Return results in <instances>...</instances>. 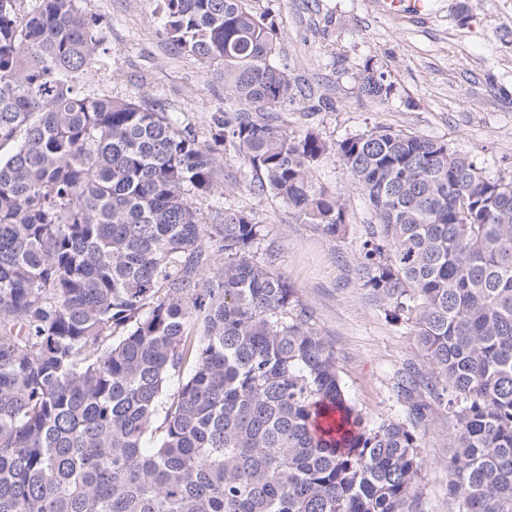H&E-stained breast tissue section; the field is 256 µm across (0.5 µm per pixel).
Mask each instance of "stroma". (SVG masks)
I'll return each mask as SVG.
<instances>
[{"label": "stroma", "mask_w": 512, "mask_h": 512, "mask_svg": "<svg viewBox=\"0 0 512 512\" xmlns=\"http://www.w3.org/2000/svg\"><path fill=\"white\" fill-rule=\"evenodd\" d=\"M278 23L279 61L305 96L278 113L296 134L329 142L389 127L448 143L485 176L512 177V0H427L413 16L379 0H253ZM106 50L85 72L88 93L162 100L207 136L211 113L224 109L215 67L178 53L158 34L157 0H91ZM394 85L383 102L358 93L364 66ZM224 179L216 200L253 214L276 250L275 268L332 345L346 398L371 421L405 416L393 373L421 358L408 329L386 318L360 288L355 258L370 218L335 156L315 166L319 183L340 196L349 227L331 239L296 221L275 195L246 188L252 172L234 152L220 154ZM452 422L438 412L423 432L418 512H448L446 462Z\"/></svg>", "instance_id": "stroma-1"}]
</instances>
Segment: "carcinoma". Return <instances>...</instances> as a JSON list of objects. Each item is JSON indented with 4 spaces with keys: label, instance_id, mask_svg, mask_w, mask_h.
<instances>
[{
    "label": "carcinoma",
    "instance_id": "carcinoma-1",
    "mask_svg": "<svg viewBox=\"0 0 512 512\" xmlns=\"http://www.w3.org/2000/svg\"><path fill=\"white\" fill-rule=\"evenodd\" d=\"M250 2L160 0L164 40L224 79L202 140L82 90L89 0H0V512H415L442 410L448 512H512V181L401 130L288 134L302 90ZM360 91L393 85L366 67ZM228 147L328 237L347 225L323 156L368 201L360 286L422 358L394 372L405 417L347 400L252 214L203 221Z\"/></svg>",
    "mask_w": 512,
    "mask_h": 512
}]
</instances>
